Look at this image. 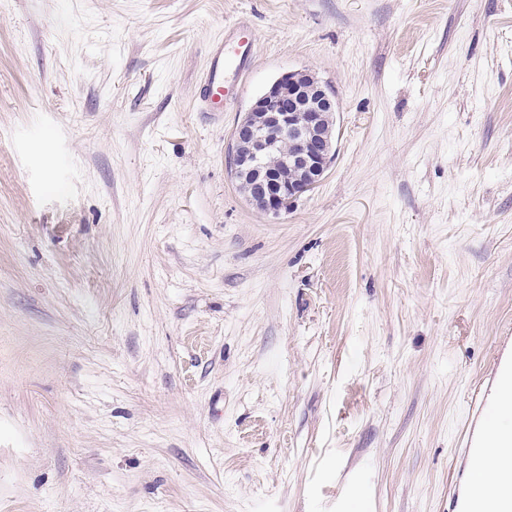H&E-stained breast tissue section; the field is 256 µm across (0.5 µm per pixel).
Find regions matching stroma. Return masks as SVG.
<instances>
[{
	"label": "stroma",
	"mask_w": 512,
	"mask_h": 512,
	"mask_svg": "<svg viewBox=\"0 0 512 512\" xmlns=\"http://www.w3.org/2000/svg\"><path fill=\"white\" fill-rule=\"evenodd\" d=\"M304 68L336 154L271 218L228 146ZM508 336L512 0H0V512H448ZM251 49L252 42L244 33L225 40L219 37L212 42L208 66L196 91L205 112H223L228 102L235 98L236 89L227 82L226 74L230 67L235 70L246 68ZM482 410L483 401L474 394L464 420L461 448H458V456L471 465H477L481 461L485 449L484 435L476 433Z\"/></svg>",
	"instance_id": "1"
}]
</instances>
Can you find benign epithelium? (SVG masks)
Segmentation results:
<instances>
[{"mask_svg": "<svg viewBox=\"0 0 512 512\" xmlns=\"http://www.w3.org/2000/svg\"><path fill=\"white\" fill-rule=\"evenodd\" d=\"M334 90L310 69L271 83L237 122L228 151L229 173L247 183L248 202L265 215L288 211L322 181L335 156ZM288 138L293 149L279 154Z\"/></svg>", "mask_w": 512, "mask_h": 512, "instance_id": "1", "label": "benign epithelium"}]
</instances>
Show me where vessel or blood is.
I'll return each instance as SVG.
<instances>
[{"instance_id": "vessel-or-blood-1", "label": "vessel or blood", "mask_w": 512, "mask_h": 512, "mask_svg": "<svg viewBox=\"0 0 512 512\" xmlns=\"http://www.w3.org/2000/svg\"><path fill=\"white\" fill-rule=\"evenodd\" d=\"M251 41L245 34L213 41L207 69L197 85L196 95L206 111H224L228 102L235 98L236 89L226 80L228 69L247 67ZM483 410L479 397H472L462 431V443L458 455L470 464H478L483 456L485 437L478 433V421ZM449 512H512V492L488 489L472 495L467 490L466 471L458 469L451 486Z\"/></svg>"}]
</instances>
